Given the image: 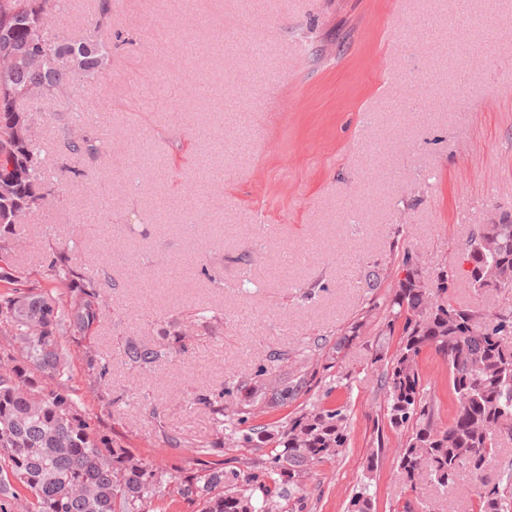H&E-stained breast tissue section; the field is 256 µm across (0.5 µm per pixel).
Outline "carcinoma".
Wrapping results in <instances>:
<instances>
[{"label": "carcinoma", "mask_w": 512, "mask_h": 512, "mask_svg": "<svg viewBox=\"0 0 512 512\" xmlns=\"http://www.w3.org/2000/svg\"><path fill=\"white\" fill-rule=\"evenodd\" d=\"M60 9V0H0V53L34 49L35 24L43 8ZM55 61L41 68H20L0 77V226L11 227L13 212L34 210L39 192L42 146L34 137L29 101L67 99L77 79L90 80L112 60V37L96 35L80 42L48 44ZM76 156H98L103 142L85 134L67 138ZM468 287L512 289V217L480 224L464 248ZM405 276L391 288L382 335L400 330L381 377L386 406L383 418L404 434L395 456L399 480L411 491L428 483L457 493L461 474L475 483L470 496L476 512H512V496L476 486L496 449L512 440V312L493 325L476 312L448 300L443 269L432 282L419 279L415 257L403 254ZM0 280L15 288L0 296V512H166L169 485L190 512H295L278 492L281 483L303 490L312 469L335 457L348 444V417L340 408H304L285 422L249 424L266 408L297 397L307 384L312 354L303 352L299 375L260 381L262 398L224 404V394L199 393L194 402L210 408L213 438L198 444L199 455H224V445L260 450L258 459L224 468L219 461L196 470L182 458L166 465L116 445L82 413L65 389L71 374L67 337L87 335L101 322L107 304L98 281L70 268L57 254L47 265L43 284L22 287L24 276L0 270ZM427 349L448 362V398L455 404L448 425L436 422L439 405L426 392L419 357ZM180 351L174 345H129L126 355L136 369ZM87 376L100 386L108 362L96 351L86 356ZM369 484L350 499L347 512H374Z\"/></svg>", "instance_id": "cac0c4a2"}]
</instances>
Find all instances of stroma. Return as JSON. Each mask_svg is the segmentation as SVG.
I'll return each instance as SVG.
<instances>
[{
    "label": "stroma",
    "instance_id": "35a3bbf8",
    "mask_svg": "<svg viewBox=\"0 0 512 512\" xmlns=\"http://www.w3.org/2000/svg\"><path fill=\"white\" fill-rule=\"evenodd\" d=\"M98 3L67 0L45 39L85 33ZM109 19L110 68L37 103L43 200L0 231L28 282L62 251L108 297L98 327L67 339L86 416L155 463L201 464L212 419L194 395L245 402L316 346L334 368L268 414L347 408L348 446L316 468L304 512H346L372 457L375 512H396L377 360L396 341L375 276L407 250L423 280L462 269L477 225L512 215V0L464 15L458 0H110ZM167 69L170 100L128 106L132 80ZM76 107L109 156L68 152ZM177 335L180 353L142 371L125 354ZM90 349L110 363L107 394L88 386Z\"/></svg>",
    "mask_w": 512,
    "mask_h": 512
}]
</instances>
